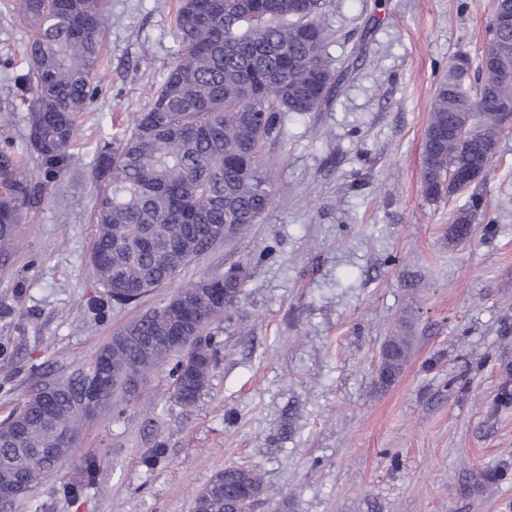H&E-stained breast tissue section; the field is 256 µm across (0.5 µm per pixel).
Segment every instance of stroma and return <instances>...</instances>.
<instances>
[{"mask_svg": "<svg viewBox=\"0 0 512 512\" xmlns=\"http://www.w3.org/2000/svg\"><path fill=\"white\" fill-rule=\"evenodd\" d=\"M110 4L101 91L71 166L25 211L0 272L13 309L0 317V422L186 284L238 263L248 277L193 406L154 373L144 399L89 418L70 457L10 512H192L228 466L260 473L254 512H512V473L495 476L512 464V407L493 404L512 374V133L469 189L429 202L420 185L434 94L454 56L481 55L493 0H331L328 53L357 68L323 111L283 113L263 150L273 204L262 222L96 319V122H130L183 50L178 0ZM30 34L0 8V63L23 66ZM475 195L473 239L451 241L452 215ZM402 326L411 359L379 387V352ZM89 455L96 484L64 496Z\"/></svg>", "mask_w": 512, "mask_h": 512, "instance_id": "stroma-1", "label": "stroma"}]
</instances>
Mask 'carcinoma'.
<instances>
[{"instance_id":"1","label":"carcinoma","mask_w":512,"mask_h":512,"mask_svg":"<svg viewBox=\"0 0 512 512\" xmlns=\"http://www.w3.org/2000/svg\"><path fill=\"white\" fill-rule=\"evenodd\" d=\"M329 0H199L206 18L195 21L180 2L175 29L184 51L168 69L146 106L126 128L100 131L92 169L105 184L94 213L91 263L107 297L138 301L171 282L211 249L245 235L273 202L263 174L262 150L281 132V114L318 112L341 87L326 47L321 18ZM32 29L25 49L27 69L12 74L28 111L26 149L0 140V270L11 267L18 225L27 208L40 204L48 188L68 170L79 139V118L97 94L95 73L107 23L108 0H3ZM498 63L454 57L435 93L424 141L422 193L430 202L455 194L451 175L488 168L496 151L499 112L512 107V33L491 31L483 51ZM243 111L259 112L250 126ZM468 114L473 134L461 142L450 131ZM39 178L33 179L30 160ZM482 207L472 197L454 214L451 239H472ZM246 269L233 264L218 277L180 288L189 297L207 288L224 289V301L202 303L190 316L186 348L159 349L151 343L166 324L170 303L151 308L118 335L134 337L120 348L98 350L115 366L103 408L132 396L126 368L145 379L171 355L177 403L188 407L203 392L215 363L210 329L232 311ZM412 339L397 330L384 342L378 380L401 375ZM98 359L31 392L0 423V487L12 484L37 458L54 459L34 470L29 488L71 454L82 421L85 390L95 383ZM263 493L253 469L231 466L196 495L193 512H249Z\"/></svg>"}]
</instances>
